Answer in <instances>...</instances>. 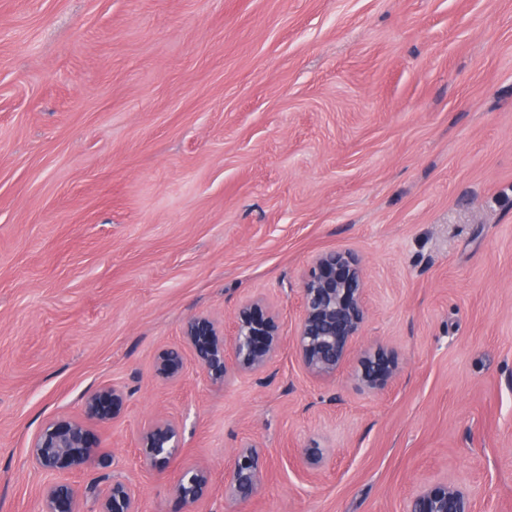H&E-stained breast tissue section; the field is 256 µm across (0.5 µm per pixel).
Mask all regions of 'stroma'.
I'll return each instance as SVG.
<instances>
[{"mask_svg": "<svg viewBox=\"0 0 512 512\" xmlns=\"http://www.w3.org/2000/svg\"><path fill=\"white\" fill-rule=\"evenodd\" d=\"M332 249L369 312L334 379L289 342L257 375L157 377L189 318L229 345L249 298L292 336ZM379 345L399 373L369 392ZM106 384L109 462L66 475L87 501L119 480L140 512H408L447 480L512 512V0H0V512H41L32 440ZM251 443L260 487L227 500ZM399 366L392 351L378 347L363 352L355 372L357 384L368 391L384 389L398 374ZM141 448L145 463L158 473L164 472L179 453V434L176 424L157 419L142 433ZM208 488V472L204 468H193L184 472L176 486V492L184 503L193 505L203 497Z\"/></svg>", "mask_w": 512, "mask_h": 512, "instance_id": "stroma-1", "label": "stroma"}]
</instances>
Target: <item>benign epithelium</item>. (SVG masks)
I'll return each mask as SVG.
<instances>
[{"label": "benign epithelium", "instance_id": "7a95c632", "mask_svg": "<svg viewBox=\"0 0 512 512\" xmlns=\"http://www.w3.org/2000/svg\"><path fill=\"white\" fill-rule=\"evenodd\" d=\"M366 278L359 258L347 250L318 254L307 270L301 289L302 310L294 334V349L302 368L311 376H336L347 358L350 345L361 335L367 319ZM235 341L227 354L224 337L207 316H194L184 327V336L200 367L214 380L231 372L255 374L265 370L284 345L285 336L277 314L261 298L242 302L234 317ZM395 354L378 347L363 352L355 372L357 384L368 391L384 389L398 374ZM156 375L164 381H178L184 373L180 351L159 353ZM125 396L114 386H101L85 398L80 419L58 417L50 420L34 439L31 458L41 470L64 473L102 460L101 440L94 427L115 418L123 409ZM145 463L164 472L179 453L176 424L157 419L142 433ZM263 476L262 451L249 444L238 451L224 478V495L246 501L256 492ZM209 488L208 472L193 468L184 472L176 486L179 498L192 505ZM42 512H84L75 488L65 480L48 485L43 493ZM90 512H139L135 489L114 482L95 496ZM408 512H474L471 495L455 484L436 481L411 501Z\"/></svg>", "mask_w": 512, "mask_h": 512}]
</instances>
